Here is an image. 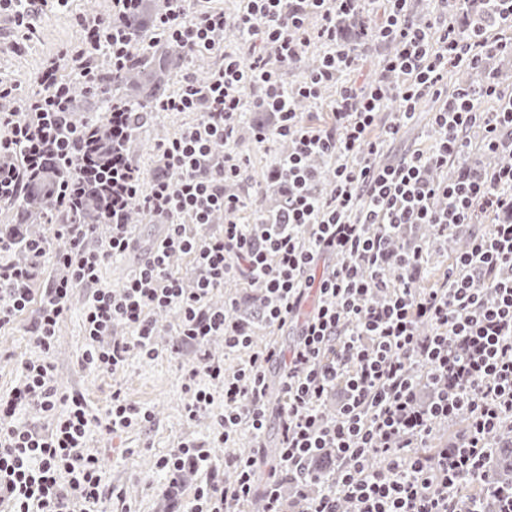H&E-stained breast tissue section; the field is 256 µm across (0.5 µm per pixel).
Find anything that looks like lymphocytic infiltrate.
Wrapping results in <instances>:
<instances>
[{"instance_id":"lymphocytic-infiltrate-1","label":"lymphocytic infiltrate","mask_w":512,"mask_h":512,"mask_svg":"<svg viewBox=\"0 0 512 512\" xmlns=\"http://www.w3.org/2000/svg\"><path fill=\"white\" fill-rule=\"evenodd\" d=\"M68 0H0V16L13 26L12 47L35 32V22ZM144 0H110L107 13L76 20L80 36L48 58L31 80L32 91L0 81V206L17 203L29 181L41 176L49 153L67 156L75 167L56 194V212L45 222L67 248L56 254L60 270L46 288L33 293L29 282L46 253L30 250V264L12 257L14 243L0 236V330L35 309L30 333L33 353L21 363L17 383L0 394V505L7 512H98L110 489L103 464L88 446L91 426L116 433L151 423L149 410L122 391L112 393L105 416L94 415L77 395L60 394L50 359L59 322L74 288H89L84 309L83 362L116 372L131 352L158 358L154 314L176 312V332L198 366L184 377V412L195 420L213 403L200 388L205 374L224 395L209 444L186 439L156 461L175 473L185 465L202 468L189 512H236L261 501V512H481L473 498H461L466 483H490L486 451L512 432V162L474 179L442 180L449 162L461 159L467 131H483L486 151L512 155V99L500 112H485L481 100L498 96L494 74L472 87L449 90V67L475 69L483 55L505 50L483 35L458 30L452 22L416 25L407 0H387V15L359 45L341 42L337 15L361 20L368 0H246L228 20L223 9L204 0H164L150 21V38L131 24ZM317 25H310V18ZM242 36L249 68L240 56L225 54L207 81L184 73L178 91L136 110L112 94L98 66L106 56L120 74L137 55L159 43L180 46L187 58L212 54L227 22ZM376 41L393 45L375 81L350 80ZM319 44L320 65L304 73L296 96L309 100L336 90L331 126L304 124L284 96L268 56L297 65L306 47ZM70 78H63L62 69ZM107 103L101 118L112 131V177L103 189L110 203L97 224L77 217L87 188L97 181L99 153L94 122L75 123L72 81ZM442 100L432 126L431 151H414L384 167L373 159L387 138L415 117L416 103ZM276 112L280 122L257 129L256 143L288 142L273 178L288 184V205L276 219L256 210L243 224L246 199L229 191L242 179L244 158L230 151L246 109ZM391 119L373 136L380 112ZM156 112H194L198 118L179 136L159 142L161 168L146 174L129 157L134 129ZM319 156L334 162L333 187L320 194V173L309 164ZM139 211L162 232L147 257L119 289L102 287L101 263L131 251ZM493 224L480 233L481 214ZM426 224L433 245L396 253L391 244L408 228ZM467 238L440 284L420 287L430 248ZM192 257L188 273L173 270L174 256ZM327 266H320V259ZM245 287L263 283L256 302L267 325L299 324L289 354L255 348L253 338L233 319L237 301L213 305L226 281ZM318 303L302 314L309 290ZM128 335L113 334L115 325ZM226 350L248 351V359L227 371L207 348L211 337ZM282 364L281 441L265 484L253 475L258 456L228 453L221 465L211 448L234 441L242 431L262 439L268 419L267 372ZM27 408L50 423L39 429L20 423ZM465 416L467 428L453 448L424 453L438 423Z\"/></svg>"}]
</instances>
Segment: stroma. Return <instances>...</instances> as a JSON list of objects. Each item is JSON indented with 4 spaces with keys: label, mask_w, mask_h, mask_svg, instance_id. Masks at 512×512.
Listing matches in <instances>:
<instances>
[{
    "label": "stroma",
    "mask_w": 512,
    "mask_h": 512,
    "mask_svg": "<svg viewBox=\"0 0 512 512\" xmlns=\"http://www.w3.org/2000/svg\"><path fill=\"white\" fill-rule=\"evenodd\" d=\"M108 7L107 0H70L67 7L39 22L31 40L17 51L4 44L10 24L7 19L0 18V80L20 83L22 90H29V79L44 59L62 45L77 40L76 16L101 14ZM439 106V101L433 99L420 102L414 120L388 141L384 162L433 145L430 118ZM195 118L192 112L155 115L149 126L144 128L131 155L132 160L145 171L154 170L157 144L181 133ZM251 128V123L242 124L233 149L248 161V182L261 184L279 157V144L275 141L256 143ZM85 302V290L76 288L71 309L58 329L53 351L57 388L81 394L93 412L99 414L109 409L112 392L119 389L130 401L150 410L153 415L151 425L141 430L107 434L91 428L90 445L98 449L104 461L107 485L125 493L124 501L108 498L100 508L102 512H186L202 478L201 473L186 471L179 487L173 489L155 462L159 456L176 448L183 439L208 441L215 417L224 407L223 396L215 394L207 413L195 421H186L181 385L194 358L188 350L177 356L171 355V348L179 342L177 317L171 312L157 318L156 342L161 350L157 359L147 360L134 352L124 369L114 374L85 368L81 362L86 344L83 324ZM28 321V316H19L12 326L0 331V392L15 384L21 361L28 358L33 350Z\"/></svg>",
    "instance_id": "obj_1"
}]
</instances>
